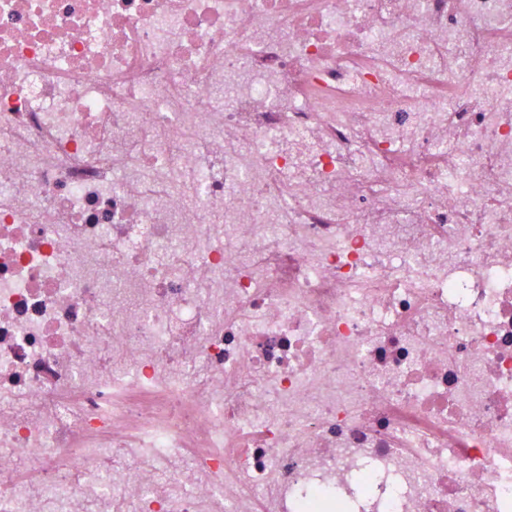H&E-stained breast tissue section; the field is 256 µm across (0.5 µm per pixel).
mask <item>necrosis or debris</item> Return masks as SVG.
<instances>
[{
	"label": "necrosis or debris",
	"instance_id": "necrosis-or-debris-1",
	"mask_svg": "<svg viewBox=\"0 0 512 512\" xmlns=\"http://www.w3.org/2000/svg\"><path fill=\"white\" fill-rule=\"evenodd\" d=\"M0 512H512V0H0Z\"/></svg>",
	"mask_w": 512,
	"mask_h": 512
}]
</instances>
